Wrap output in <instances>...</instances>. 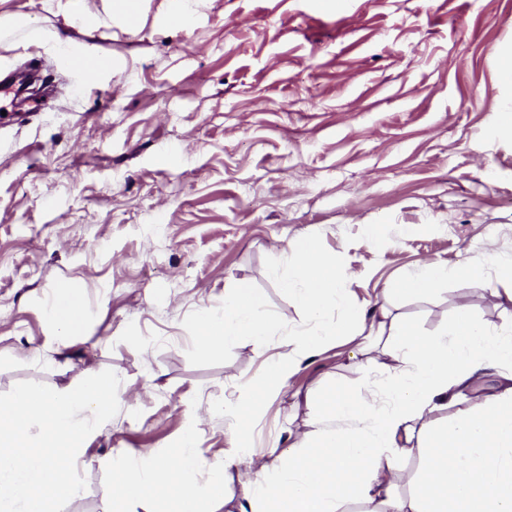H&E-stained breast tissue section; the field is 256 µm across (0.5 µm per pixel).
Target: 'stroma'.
<instances>
[{
    "mask_svg": "<svg viewBox=\"0 0 512 512\" xmlns=\"http://www.w3.org/2000/svg\"><path fill=\"white\" fill-rule=\"evenodd\" d=\"M0 0V76L39 60L46 94L0 99V393L113 370L119 412L84 442L86 480L63 512H119L118 449L177 459L199 425L205 485L235 455L244 387L305 314L275 271L287 241L335 259L350 304L433 336L459 302L512 323L499 267L420 298L389 295L433 261L512 262V0ZM189 20L177 23L176 14ZM98 53L95 77L63 58ZM248 280L272 321L264 343L201 347V309ZM77 293L83 335L59 347L51 294ZM366 394V355L339 336L253 418V455L304 430L303 395L327 378Z\"/></svg>",
    "mask_w": 512,
    "mask_h": 512,
    "instance_id": "obj_1",
    "label": "stroma"
}]
</instances>
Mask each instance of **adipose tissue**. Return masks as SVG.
Instances as JSON below:
<instances>
[{
  "mask_svg": "<svg viewBox=\"0 0 512 512\" xmlns=\"http://www.w3.org/2000/svg\"><path fill=\"white\" fill-rule=\"evenodd\" d=\"M288 248L301 266L280 283L311 327L288 333L262 382L242 395L230 428L236 447H249L248 420L261 397L281 390L332 336L355 335L362 352L383 355L379 368L388 403L372 393H343L332 383L307 393L308 429L297 446L249 459L251 476L236 495L226 484L227 470L236 465L232 459L204 489L188 482V474L201 466L198 434L188 432L177 464L141 451L137 464L115 467L120 500L161 502L167 512H351L354 503L360 512H512V333L491 332L464 302L438 336L420 335L385 309L350 330L353 311L335 262L315 259L308 238L294 239ZM496 261L489 251L481 264L464 268L435 261L400 279L394 292L423 297L451 278L479 281L485 265ZM335 311L340 320H331ZM49 316L62 336L82 335L85 309L78 295H57ZM199 323L207 346L228 345L242 336L262 341L271 332L260 299L245 280L225 292L221 311L202 310ZM489 368L505 383L494 393L476 395ZM451 403L462 404V411L436 419V412ZM411 454L418 468L405 478L398 462ZM403 480L409 492L400 491Z\"/></svg>",
  "mask_w": 512,
  "mask_h": 512,
  "instance_id": "ef3b65f1",
  "label": "adipose tissue"
}]
</instances>
